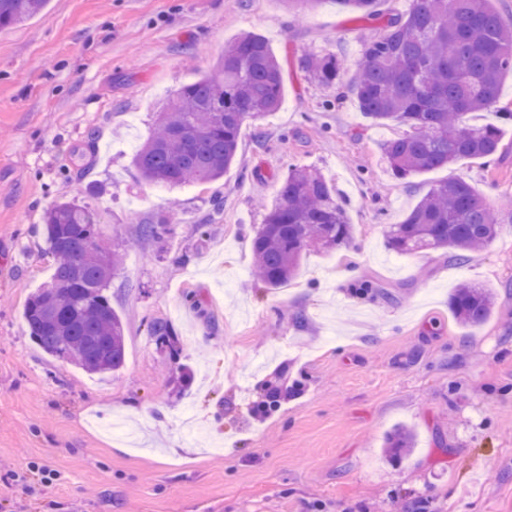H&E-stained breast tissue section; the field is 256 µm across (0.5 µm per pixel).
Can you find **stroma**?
Returning a JSON list of instances; mask_svg holds the SVG:
<instances>
[{"label": "stroma", "mask_w": 512, "mask_h": 512, "mask_svg": "<svg viewBox=\"0 0 512 512\" xmlns=\"http://www.w3.org/2000/svg\"><path fill=\"white\" fill-rule=\"evenodd\" d=\"M375 27L337 0H49L0 30V512H512V122L492 161L396 179L397 126L346 91ZM246 32L281 63L280 110L243 126L224 177L142 180L157 113ZM307 49L336 53L340 84L305 77ZM292 166L335 185L354 235L267 288L251 241ZM453 174L501 208L497 239L461 264L391 251L388 226ZM72 198L125 255L111 375L48 355L23 319L53 272L45 212ZM173 200L167 234L143 237ZM464 281L495 293L473 330L448 303ZM399 427L415 444L395 459Z\"/></svg>", "instance_id": "1"}]
</instances>
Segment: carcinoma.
Listing matches in <instances>:
<instances>
[{
    "instance_id": "obj_1",
    "label": "carcinoma",
    "mask_w": 512,
    "mask_h": 512,
    "mask_svg": "<svg viewBox=\"0 0 512 512\" xmlns=\"http://www.w3.org/2000/svg\"><path fill=\"white\" fill-rule=\"evenodd\" d=\"M363 18L379 16L378 0H335ZM48 0H0V29L19 26L42 12ZM298 67L311 80L332 87L341 60L327 51L305 50ZM512 73V27L492 0H411L369 37L348 85L363 114L404 131L381 146L392 174L411 175L485 159L500 148L501 131L469 116L497 108L504 76ZM280 63L266 39L245 33L224 47L214 70L180 87L159 113L155 130L133 157L140 176L157 186L210 182L236 162L240 131L281 106ZM44 235L56 257L54 272L24 306L32 340L47 354L88 373L106 375L125 363L124 328L105 294L122 254L101 243L98 213L87 204L59 201L44 217ZM500 219L464 178L450 176L386 233L398 254L448 250L455 261L489 246ZM353 225L336 188L318 170L292 167L267 204L264 224L251 242L260 282L278 288L298 271L310 251L346 247ZM457 321L469 328L485 322L492 292L472 283L450 297ZM401 455L414 436L399 427L388 438Z\"/></svg>"
}]
</instances>
